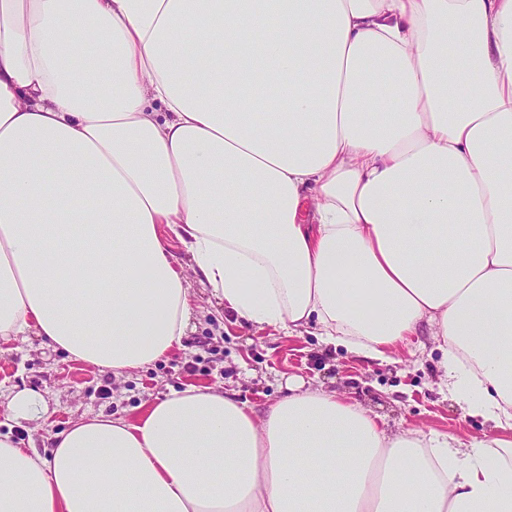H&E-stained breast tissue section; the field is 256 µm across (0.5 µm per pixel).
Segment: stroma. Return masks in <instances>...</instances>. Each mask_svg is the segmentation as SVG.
Instances as JSON below:
<instances>
[{"instance_id":"stroma-1","label":"stroma","mask_w":512,"mask_h":512,"mask_svg":"<svg viewBox=\"0 0 512 512\" xmlns=\"http://www.w3.org/2000/svg\"><path fill=\"white\" fill-rule=\"evenodd\" d=\"M188 284L192 316L182 349L118 378L69 358L32 333L0 346V433L40 449L49 433L82 416H134L143 403L190 386L223 389L260 411L287 395L290 383L302 382L358 400L384 416L394 432L414 427L466 440L501 435L440 387V353L429 336L415 337L410 349L391 360L358 358L344 348L323 346L311 331L288 337L247 325L198 276L189 275ZM24 389L38 394L42 415L8 425L9 400Z\"/></svg>"}]
</instances>
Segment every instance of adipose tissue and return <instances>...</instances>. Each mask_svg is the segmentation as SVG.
<instances>
[{
  "label": "adipose tissue",
  "mask_w": 512,
  "mask_h": 512,
  "mask_svg": "<svg viewBox=\"0 0 512 512\" xmlns=\"http://www.w3.org/2000/svg\"><path fill=\"white\" fill-rule=\"evenodd\" d=\"M168 231L247 324L378 360L428 334L511 431L512 0H0V340L117 376L181 348ZM0 512H512V441L193 387L0 433Z\"/></svg>",
  "instance_id": "ef3b65f1"
}]
</instances>
